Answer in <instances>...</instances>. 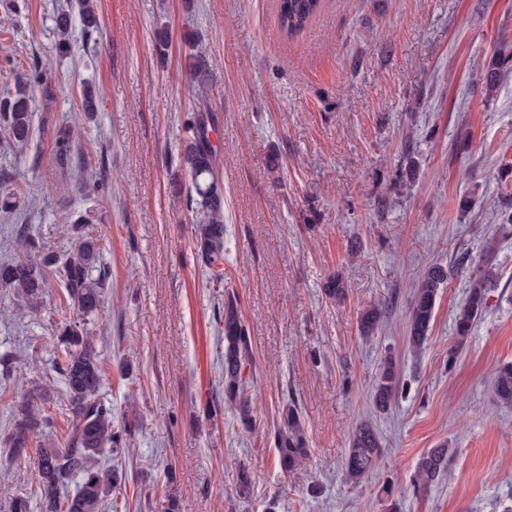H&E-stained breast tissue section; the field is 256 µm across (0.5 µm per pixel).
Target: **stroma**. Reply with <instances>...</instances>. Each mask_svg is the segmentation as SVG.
<instances>
[{"instance_id": "1", "label": "stroma", "mask_w": 512, "mask_h": 512, "mask_svg": "<svg viewBox=\"0 0 512 512\" xmlns=\"http://www.w3.org/2000/svg\"><path fill=\"white\" fill-rule=\"evenodd\" d=\"M70 0H0V98L32 65L33 136L0 135V262L22 226L66 254L84 215L108 274L90 326L104 360L98 398L131 437L110 463L124 473L117 512H505L512 506V407L496 403L497 368L512 361V0H321L300 32L280 28L276 0H96L67 56L54 16ZM209 61L199 80L189 43ZM503 67L485 96L488 63ZM98 111L84 112L85 87ZM78 127L73 163L54 157ZM204 126L224 186L223 283L194 249L183 153ZM101 186L84 190L86 178ZM472 197L460 210L461 197ZM493 255H486L487 246ZM462 252L497 273L487 309L456 360L454 318L467 274L437 297L429 339L406 340V309L428 267ZM344 301L326 298L332 275ZM236 296L250 336L257 424L245 432L224 405V320ZM51 288L31 312L0 288V512L27 498L41 512L38 449L13 452L22 397L40 408L37 439L71 426L55 330L65 302ZM383 308L362 337L360 312ZM394 359L403 390L378 411L371 387ZM295 401L310 454L295 472L276 460L284 402ZM382 453L360 484L343 462L357 423ZM447 443L448 469L427 495L411 478L423 452ZM256 483L235 494L239 464ZM77 135V131L72 126L60 127L55 136V157L61 165H67L70 162L71 143Z\"/></svg>"}]
</instances>
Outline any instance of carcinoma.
<instances>
[{
    "label": "carcinoma",
    "instance_id": "carcinoma-1",
    "mask_svg": "<svg viewBox=\"0 0 512 512\" xmlns=\"http://www.w3.org/2000/svg\"><path fill=\"white\" fill-rule=\"evenodd\" d=\"M321 0H277L281 29L289 35L302 30L315 16ZM84 23L85 36L98 29L94 0H75ZM56 51L65 55L72 40V20L68 13L55 19ZM46 73L36 68L17 78L16 94L0 103V126L8 139L17 145L26 144L33 132L32 98L27 87L40 84ZM77 135L72 126H63L55 136L56 160L70 162L71 143ZM184 161L190 174L187 205L196 206L194 245L204 265L208 279L224 281V199L216 177L212 146L204 127L199 126L185 149ZM18 255L0 263V287L11 289L30 308L41 307L52 284L65 289L68 307L73 316L62 317L56 326V346L60 350L57 371L61 375L65 395L70 405L72 424L62 445L37 443L38 485L43 512H105L107 497L117 483L115 469L101 463L107 449L117 448L127 429L116 424L112 408L97 398L105 378L104 363L95 351L86 320L101 308L107 281L106 271L93 275L99 262V247L90 237L77 236L71 250L64 256L49 251L35 241L28 232H17ZM455 272L469 273V291L466 302L457 311L454 326L456 342L448 351L452 359L466 345L475 321L486 308L488 293L495 283L494 268L487 261L478 262L463 257L445 268L431 266L422 275L408 306L406 339L411 348L419 350L426 343L435 316L439 288ZM325 296L339 301L346 295L343 281L333 276L324 288ZM383 310L372 306L360 312L358 328L363 336H371L377 329ZM252 350L250 337L235 297L224 299V404L232 407L236 421L248 431L255 426L252 404ZM400 391V378L392 360H387L371 388V397L377 409L387 410ZM494 399L502 405H512V362L500 366L493 378ZM39 407L25 403L9 437V447L20 451L29 445L32 420ZM276 457L280 469L286 473L299 468L309 454L308 442L295 402H285L280 413L275 435ZM382 448L381 437L368 424L357 426L352 432L344 458L346 479L357 483L376 465ZM449 448L440 445L425 451L419 458L412 483L417 491L426 492L448 468ZM71 481L77 482L75 493L67 496L59 490ZM255 475L246 465L238 467L236 494L250 497Z\"/></svg>",
    "mask_w": 512,
    "mask_h": 512
}]
</instances>
